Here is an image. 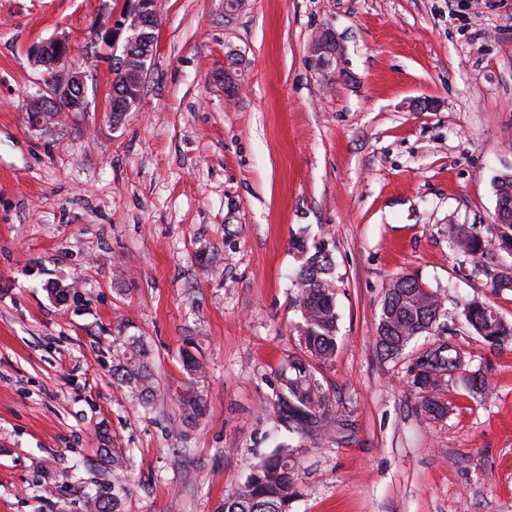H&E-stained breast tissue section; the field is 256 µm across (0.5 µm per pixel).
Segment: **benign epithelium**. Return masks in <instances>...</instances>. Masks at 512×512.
I'll return each mask as SVG.
<instances>
[{"mask_svg": "<svg viewBox=\"0 0 512 512\" xmlns=\"http://www.w3.org/2000/svg\"><path fill=\"white\" fill-rule=\"evenodd\" d=\"M158 26L157 0H125L119 16L108 12L92 25V32L115 49L122 46L124 58L119 70L135 66L146 71V63L156 50L155 30ZM315 63L320 69L342 71L343 49L329 28L321 29L312 41ZM72 46L64 38L52 39L32 50L34 62L42 68L38 90L27 97L26 111L38 112L40 117L31 128L43 131L50 122L62 117L60 102L71 104L72 110L87 107L86 72L70 63Z\"/></svg>", "mask_w": 512, "mask_h": 512, "instance_id": "benign-epithelium-1", "label": "benign epithelium"}]
</instances>
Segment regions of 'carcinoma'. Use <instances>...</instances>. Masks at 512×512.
I'll return each mask as SVG.
<instances>
[{
	"label": "carcinoma",
	"mask_w": 512,
	"mask_h": 512,
	"mask_svg": "<svg viewBox=\"0 0 512 512\" xmlns=\"http://www.w3.org/2000/svg\"><path fill=\"white\" fill-rule=\"evenodd\" d=\"M496 208L493 221L497 236L487 240L473 227L458 224L452 237L466 254L473 271L488 272L502 254L512 257V172L496 176ZM303 255L296 274L294 303L301 313L296 325L298 351L290 353L280 368L278 410L288 427L300 435L335 437L349 428L348 419L336 414L330 389L320 370L336 356L338 314L335 302L334 264L331 255L319 247L310 256L301 241L293 243ZM492 287L512 288V265H502L492 275ZM448 308L440 294L408 274L394 277L385 289L376 328V347L389 359L398 357L411 341L431 335L448 320ZM473 335L484 344L498 347L512 340V322L504 320L496 308L480 299L467 301L460 312ZM197 342L189 339L182 349L186 385L176 397L182 423L191 427L205 412L206 373L193 350ZM464 364L460 350L451 342L429 350L417 361L412 375L419 407L424 415L443 417L447 407L437 395L442 378L453 377ZM112 377L143 409L154 408L155 379L151 351L141 336H115L112 339ZM101 444L98 465L112 473V484L104 483L98 492L86 494L87 512H123L131 496L126 456L122 449L110 447L106 432L98 433ZM301 495V477L291 448L279 445L251 466L243 483L218 506L216 512H290Z\"/></svg>",
	"instance_id": "obj_1"
}]
</instances>
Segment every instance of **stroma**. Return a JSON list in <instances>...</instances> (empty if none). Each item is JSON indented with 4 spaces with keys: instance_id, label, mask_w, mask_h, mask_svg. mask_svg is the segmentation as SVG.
<instances>
[{
    "instance_id": "obj_1",
    "label": "stroma",
    "mask_w": 512,
    "mask_h": 512,
    "mask_svg": "<svg viewBox=\"0 0 512 512\" xmlns=\"http://www.w3.org/2000/svg\"><path fill=\"white\" fill-rule=\"evenodd\" d=\"M106 0H0V512H85L99 428L129 451L124 512H215L276 444L293 448L291 512H512V341L463 320L380 357L388 282L417 276L460 310L512 288L472 271L451 229L494 239L512 171V0H158L142 98L108 122L114 74L90 28ZM331 28L344 71L313 63ZM66 36L85 112L31 130V50ZM240 90L224 96V77ZM325 244L339 313L322 374L352 433H289L278 371L301 314L295 238ZM145 337L154 413L112 378V339ZM208 368L182 429L179 351ZM451 340L489 385L444 383L421 416L410 370Z\"/></svg>"
}]
</instances>
